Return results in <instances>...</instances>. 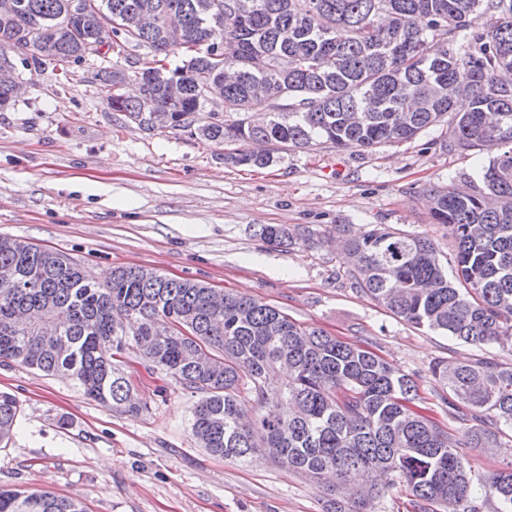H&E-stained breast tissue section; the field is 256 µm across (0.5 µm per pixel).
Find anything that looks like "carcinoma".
I'll use <instances>...</instances> for the list:
<instances>
[{
  "instance_id": "carcinoma-1",
  "label": "carcinoma",
  "mask_w": 512,
  "mask_h": 512,
  "mask_svg": "<svg viewBox=\"0 0 512 512\" xmlns=\"http://www.w3.org/2000/svg\"><path fill=\"white\" fill-rule=\"evenodd\" d=\"M0 0V111L14 105L9 52L99 61L108 107L149 134L172 131L218 146L228 166L266 168L280 153L329 143L371 150L448 124L444 147L494 151L482 187L432 188L433 223L454 247L448 269L428 236L385 225L347 234L357 291L407 323L483 355L439 360L440 400L475 425L460 434L415 409L418 384L372 351L303 325L252 297L141 267L99 284L67 253L0 236V360L64 375L99 404L143 408L115 359L132 347L198 395L193 438L244 461L353 489L328 512H366L403 483L418 512H512V461L484 478L463 448L512 438V365L484 355L512 343V0ZM115 23L106 59L92 36ZM465 98L468 110L456 111ZM224 103L214 112L210 103ZM236 115L227 121L224 114ZM276 247L308 231L261 226ZM187 329L190 335L182 333ZM287 366L288 382L276 385ZM20 406L0 392V445ZM0 512H86L74 498L0 488Z\"/></svg>"
}]
</instances>
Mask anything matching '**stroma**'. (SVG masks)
<instances>
[{"label": "stroma", "instance_id": "stroma-1", "mask_svg": "<svg viewBox=\"0 0 512 512\" xmlns=\"http://www.w3.org/2000/svg\"><path fill=\"white\" fill-rule=\"evenodd\" d=\"M60 69L20 68L23 92L0 112V234L64 251L98 283L138 266L276 306L369 346L417 381L421 411L465 429L430 369L471 361L478 349L415 329L356 292L336 227L387 224L448 247L423 195L480 185L490 153L442 148L441 125L399 145L321 144L264 169L231 167L220 146L147 134L111 112L88 65H70L67 85ZM264 224L308 227L311 240L269 246L256 234ZM123 370L144 404L136 415L112 412L62 377L0 364V390L22 409L0 447V486L76 498L87 512H323L327 480L260 453L243 462L208 454L191 436L195 394L147 372L136 354Z\"/></svg>", "mask_w": 512, "mask_h": 512}]
</instances>
